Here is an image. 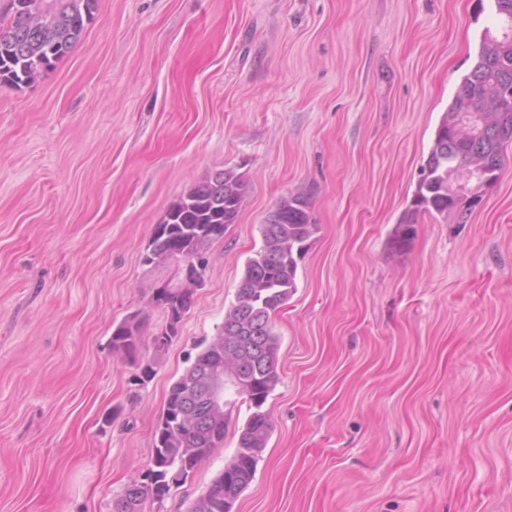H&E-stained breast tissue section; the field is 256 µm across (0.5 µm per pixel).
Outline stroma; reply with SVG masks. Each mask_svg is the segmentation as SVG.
<instances>
[{
    "instance_id": "35a3bbf8",
    "label": "stroma",
    "mask_w": 512,
    "mask_h": 512,
    "mask_svg": "<svg viewBox=\"0 0 512 512\" xmlns=\"http://www.w3.org/2000/svg\"><path fill=\"white\" fill-rule=\"evenodd\" d=\"M493 5L98 0L54 69L0 87V512H112L298 190L318 229L273 318V429L232 512H512V162L466 222L425 214L394 244ZM226 168L247 203L155 355L150 299L177 266L145 248ZM134 313L132 363L110 340ZM226 397L223 447L144 512H188L223 471L250 414Z\"/></svg>"
}]
</instances>
